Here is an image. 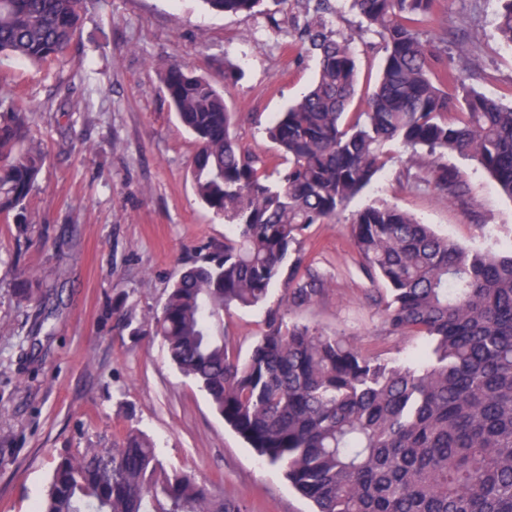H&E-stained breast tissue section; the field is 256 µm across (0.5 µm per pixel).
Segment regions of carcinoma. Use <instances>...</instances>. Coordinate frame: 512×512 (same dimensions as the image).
<instances>
[{
	"instance_id": "obj_1",
	"label": "carcinoma",
	"mask_w": 512,
	"mask_h": 512,
	"mask_svg": "<svg viewBox=\"0 0 512 512\" xmlns=\"http://www.w3.org/2000/svg\"><path fill=\"white\" fill-rule=\"evenodd\" d=\"M204 0L252 14L267 2ZM496 27L512 46V0H496ZM85 0H0V60L42 65L74 44ZM434 0H351L384 58L367 110L348 112L358 74L349 41L328 21L307 22L299 40L319 62L317 78L266 128L277 154L242 149L224 90L177 62L163 92L195 140L196 196L228 227L167 289L151 325L171 361L204 390L224 422L272 465L315 512H512V244L474 250L389 205L350 221L363 267L383 281L392 332L423 336L415 362L390 366L346 340L287 324L269 311L242 360L224 334L233 307L263 305L272 285L289 305L325 288L302 280L304 231L332 223L398 146L448 203L467 187L444 161H476L512 199V102L438 73L441 43L419 24ZM32 111L0 89V221L19 238L34 223L30 197L47 161L32 138ZM276 180H271L272 175ZM19 301L38 300L18 271ZM35 512H247L185 470L167 468L152 441L129 428L110 448L59 455Z\"/></svg>"
}]
</instances>
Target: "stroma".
Wrapping results in <instances>:
<instances>
[{"mask_svg": "<svg viewBox=\"0 0 512 512\" xmlns=\"http://www.w3.org/2000/svg\"><path fill=\"white\" fill-rule=\"evenodd\" d=\"M329 19L346 37L360 69L354 100L364 110L383 57L380 39L364 30L349 0H330ZM495 0H435L424 39L446 37L436 67L451 70L488 95L512 86V48L495 30ZM307 0L254 14L212 11L203 0H89L71 53L44 68L0 63V86L32 106L31 128L48 160L30 207L36 222L26 241L0 224V512H32L58 456L70 448L111 446L127 428L145 433L165 465L192 471L249 512H311L282 467L270 465L170 361L161 337L147 331L176 274L202 248L224 241L226 227L203 207L191 183L195 152L162 91L172 60L224 86L237 114L239 143L265 157L274 147L271 119L310 87L318 61L298 32ZM237 68L225 82L224 65ZM72 88L60 111L58 85ZM446 161L468 187L464 203L407 180L397 155L336 222L311 225L304 264L325 281L311 304L285 319L339 336L392 365L413 362L419 336L388 330L381 284L362 267L349 222L368 205L389 203L472 249L512 242V199L501 195L473 160ZM36 274L44 296L18 302V269ZM265 306L234 309L224 330L241 353L261 336ZM123 301L133 326L118 328L112 308ZM48 331L35 349L22 347L36 317Z\"/></svg>", "mask_w": 512, "mask_h": 512, "instance_id": "35a3bbf8", "label": "stroma"}]
</instances>
